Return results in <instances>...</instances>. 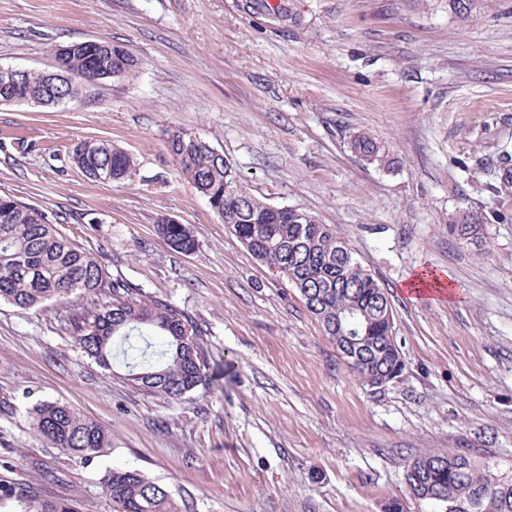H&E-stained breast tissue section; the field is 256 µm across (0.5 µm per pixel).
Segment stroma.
<instances>
[{"label": "stroma", "mask_w": 512, "mask_h": 512, "mask_svg": "<svg viewBox=\"0 0 512 512\" xmlns=\"http://www.w3.org/2000/svg\"><path fill=\"white\" fill-rule=\"evenodd\" d=\"M105 39L140 62L57 105H0V192L52 213L134 297L200 330L209 386L175 402L74 343L82 297L0 303V458L14 481L112 512L109 470L143 471L187 512H440L404 465L463 445L512 464V0H0V67L50 71L57 47ZM199 135L275 206L331 225L388 292L406 367L361 385L300 294L182 178L165 140ZM365 133L386 161L356 155ZM27 151H19L17 140ZM104 141L133 156L104 185L72 163ZM479 214L483 246L451 216ZM188 225L170 248L161 218ZM443 275L451 297L406 284ZM112 434L86 462L30 424L39 402ZM166 224L163 220L157 225L158 233L168 243V245L177 252L194 251L197 242L191 229L185 224H178L175 220L169 218Z\"/></svg>", "instance_id": "stroma-1"}]
</instances>
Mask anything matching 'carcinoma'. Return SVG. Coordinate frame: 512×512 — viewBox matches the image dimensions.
<instances>
[{
    "label": "carcinoma",
    "instance_id": "obj_1",
    "mask_svg": "<svg viewBox=\"0 0 512 512\" xmlns=\"http://www.w3.org/2000/svg\"><path fill=\"white\" fill-rule=\"evenodd\" d=\"M58 62L93 82L112 77L121 66L126 77L140 65L133 55L122 53V46L108 41L68 45ZM13 94L34 104L49 102L53 94L72 98L79 89L61 86L52 93L45 73L30 70ZM166 147L184 180L249 252L298 290L332 342H341L338 319L349 310L370 328L367 343L353 351L357 366L352 372L362 385L401 376L403 354L385 334L393 313L384 288L364 277L360 263L330 225L301 208L273 210L243 184L227 157L217 156L197 135L175 130ZM351 147L368 161L382 160L380 144L367 134L355 136ZM71 159L99 183L120 182L135 169L133 157L122 149L92 141L78 144ZM228 186L237 196L225 192ZM481 224L479 216L464 213L450 221L449 231L476 242ZM157 230L177 252L197 246L185 224L162 222ZM64 295L92 298L73 318L77 347L107 369L122 358L128 381L136 387L181 400L211 381L210 364L197 341L199 331L180 313L162 301L132 298L130 285L110 279L98 260L63 234L46 211L1 192L0 302L31 309ZM102 295L108 300L101 303L97 297ZM29 419L43 439L86 462L112 447L108 430L67 404L38 403L29 410ZM405 482L414 498L446 502L448 512H512V467L492 465L474 448L418 456L406 465ZM102 489L112 512H180L170 490L137 469H112ZM3 499L15 501L20 512H80L76 499L45 497L32 485L0 478Z\"/></svg>",
    "mask_w": 512,
    "mask_h": 512
}]
</instances>
